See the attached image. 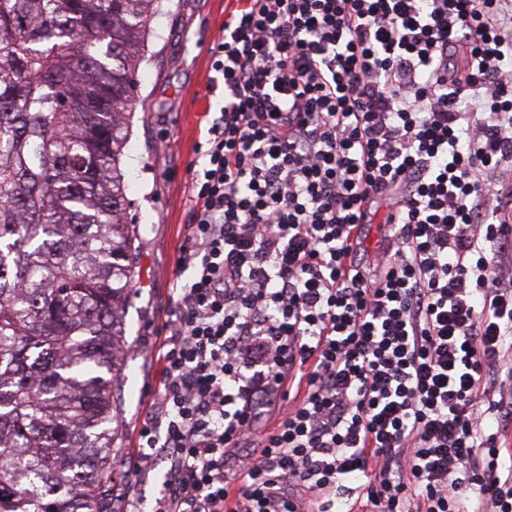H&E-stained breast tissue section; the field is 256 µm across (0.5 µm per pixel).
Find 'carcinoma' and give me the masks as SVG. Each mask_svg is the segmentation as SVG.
Segmentation results:
<instances>
[{"label":"carcinoma","mask_w":512,"mask_h":512,"mask_svg":"<svg viewBox=\"0 0 512 512\" xmlns=\"http://www.w3.org/2000/svg\"><path fill=\"white\" fill-rule=\"evenodd\" d=\"M161 2L0 0V512H107L125 158Z\"/></svg>","instance_id":"obj_1"}]
</instances>
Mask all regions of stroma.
I'll return each mask as SVG.
<instances>
[{
    "mask_svg": "<svg viewBox=\"0 0 512 512\" xmlns=\"http://www.w3.org/2000/svg\"><path fill=\"white\" fill-rule=\"evenodd\" d=\"M230 7L229 0H163L137 74L127 196L138 234L125 312L126 376L112 383V407L123 425L112 464L114 512H122L128 496L150 512L162 489L164 467L140 482L132 480L129 467L145 404L157 385L160 362L153 343L171 314L169 288L190 221L185 190L198 159L195 146L203 138L209 110L219 107L207 91L210 41L223 28Z\"/></svg>",
    "mask_w": 512,
    "mask_h": 512,
    "instance_id": "35a3bbf8",
    "label": "stroma"
}]
</instances>
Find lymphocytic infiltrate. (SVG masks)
<instances>
[{
	"instance_id": "lymphocytic-infiltrate-1",
	"label": "lymphocytic infiltrate",
	"mask_w": 512,
	"mask_h": 512,
	"mask_svg": "<svg viewBox=\"0 0 512 512\" xmlns=\"http://www.w3.org/2000/svg\"><path fill=\"white\" fill-rule=\"evenodd\" d=\"M234 2L132 461L167 463L152 512H512V0Z\"/></svg>"
}]
</instances>
